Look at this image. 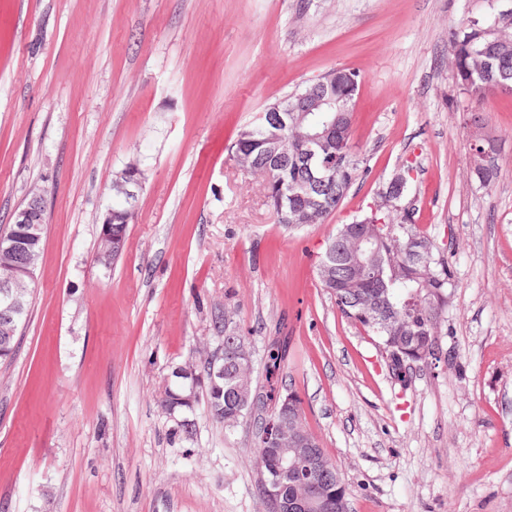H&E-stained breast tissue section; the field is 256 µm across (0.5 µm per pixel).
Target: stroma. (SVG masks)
I'll return each mask as SVG.
<instances>
[{
	"instance_id": "35a3bbf8",
	"label": "stroma",
	"mask_w": 512,
	"mask_h": 512,
	"mask_svg": "<svg viewBox=\"0 0 512 512\" xmlns=\"http://www.w3.org/2000/svg\"><path fill=\"white\" fill-rule=\"evenodd\" d=\"M512 0H0V224L45 193L33 303L0 368V512H268L254 424L196 405L174 440L172 369L218 350L215 307L254 377L291 390L339 465L349 512H512V93L456 83L449 32ZM360 75L362 170L323 223L276 224L232 160L239 129L331 68ZM497 145L488 186L476 135ZM146 179L126 253L96 261L112 182ZM403 203L454 286L445 363L408 383L337 310L327 237L403 166ZM288 358L265 372L269 337ZM177 383H169L160 393L159 399H158V405L161 409V411L168 415L173 413H182L183 408L180 406H177V399L179 396L184 394L185 388L182 383L176 381Z\"/></svg>"
}]
</instances>
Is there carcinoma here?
<instances>
[{
  "instance_id": "cac0c4a2",
  "label": "carcinoma",
  "mask_w": 512,
  "mask_h": 512,
  "mask_svg": "<svg viewBox=\"0 0 512 512\" xmlns=\"http://www.w3.org/2000/svg\"><path fill=\"white\" fill-rule=\"evenodd\" d=\"M451 64L457 82L475 101L484 100L497 90V81L503 77L512 80V19L500 18L497 29H490L489 17L471 18L449 34ZM321 89L338 97H348L359 87L357 72L336 68L321 77ZM325 120L336 119V126L325 138V146L319 149L320 161L336 166V188L316 200L298 196L299 185L306 172L294 160L305 151L303 134L309 131L311 117L300 118V113H288L287 126L261 127L253 122L244 127L229 147L239 167L254 174L272 163L271 140L277 139L285 151V158L274 172V180L264 185L267 206L277 223L290 229L322 223L343 202L349 188L359 176L358 162L351 151V122L342 112H322ZM473 175L484 185L490 184L497 171L493 156L487 155L483 165L473 170ZM119 221L112 224V244L99 242L101 252L118 250L125 252L129 238V224L135 212H128L118 202L112 204ZM375 218L376 226L364 228L371 234L368 242L357 241L349 232L351 225L342 224L329 236L326 244H335L332 252H323L317 268L321 286L327 290L340 313L357 324L368 336H374L378 345L386 347L391 336H411L412 345L418 351L417 363L441 360L439 336L442 331L441 317L448 306V288L452 276L444 252L415 224L414 216L384 206L376 214L364 211L355 218L362 222ZM43 238H38L25 252L17 249H0V274L17 271L25 262L37 268L42 258ZM363 263L376 268L375 275L365 276L356 270ZM30 280L20 275L14 280V290L22 299L19 317L26 321L29 313ZM214 329L224 334V346L229 342L237 345L251 343V338L240 327L235 315L215 309L212 314ZM18 337L0 335V365L10 364L17 354ZM286 356L285 341L275 338L266 346V373L273 376L280 369ZM409 359L405 363L413 362ZM252 393L258 398L260 413L256 421V462L263 473L278 462L276 453L264 439L266 423L288 421L282 411L284 396L271 387L263 392L255 379H250ZM182 383H169L160 393L158 405L166 415L183 412L177 399L183 395ZM208 411L212 417L231 428L240 420L252 415L241 407L229 394L207 384L202 388ZM335 504L332 512H347V488L343 478L327 495Z\"/></svg>"
}]
</instances>
